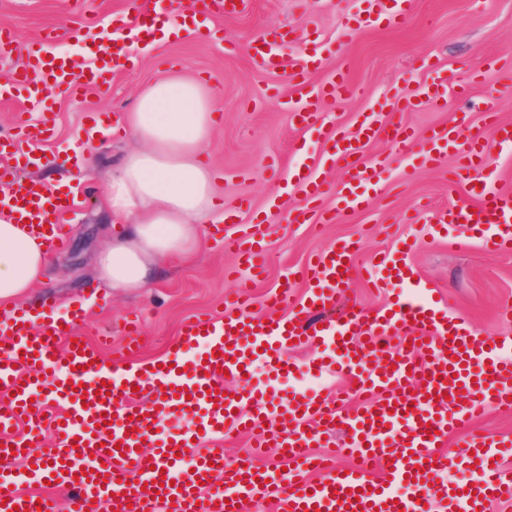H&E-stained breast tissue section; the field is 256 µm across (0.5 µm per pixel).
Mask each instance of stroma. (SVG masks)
Wrapping results in <instances>:
<instances>
[{"label": "stroma", "instance_id": "1", "mask_svg": "<svg viewBox=\"0 0 512 512\" xmlns=\"http://www.w3.org/2000/svg\"><path fill=\"white\" fill-rule=\"evenodd\" d=\"M361 7V0H248L243 13L215 20L217 39L186 34L169 41L162 52L140 50L138 63L113 78L109 97L91 90L77 97L54 95L56 125L42 146L49 160L21 166L20 174L52 185L79 170L84 202L66 215L67 244L54 252L23 305H35L49 293L60 301L59 317H66L71 306H81L86 341L111 332L112 345L103 351L107 357L125 341L124 319L139 317L141 349L135 359L141 363L163 356L178 341L185 318L223 311L224 296L233 289L224 272L235 259L217 242L212 224L201 225L194 256L172 257L149 288L119 294L97 278V257L117 232L106 205L108 178L133 146L114 132L115 120L132 107L144 86L178 68L219 92V119L204 155L224 181L225 210L237 211L246 201L253 212L268 214L266 275L252 288L254 312L274 318L288 314V307H267V296L282 279L298 277L316 253L336 240L360 238L354 260L358 268L371 266L382 250L410 240L415 244L410 263L450 298L454 314L485 335L512 338V322L501 318L504 308H512V252L491 249L478 240L462 247L427 221L409 220L421 206L441 209L465 200L464 191L448 187L455 156L406 177L401 174L405 161L397 159L370 210L338 216L319 231L289 223L285 212L267 208L280 190L282 175L310 165L317 166L329 186H336L343 170L334 160L330 135L354 133L361 114L393 96H412L438 70L448 76L446 109L402 112L399 122L420 134L456 124L462 135L479 136L491 159L490 177L500 188L512 189V149L498 144L483 114L485 101L494 97L499 101L498 119L512 122V0H418L401 25L363 30L347 46L337 47L342 20L358 14ZM132 13L133 0H0V27L9 28L18 44L17 50L0 54V81L22 68L26 48L37 46L49 31L56 36L54 51L86 65L87 45L125 32ZM280 27L294 31L279 48L283 58L294 56L307 40L320 43L323 69L312 75V82L343 67L358 89L356 96L329 105L318 125L306 132L295 127L283 106L298 96L287 69L262 70L240 50ZM75 29L80 38H72ZM482 61L487 67L478 79L473 68ZM272 157L281 160L280 171L268 167Z\"/></svg>", "mask_w": 512, "mask_h": 512}]
</instances>
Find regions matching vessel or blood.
Listing matches in <instances>:
<instances>
[{
  "instance_id": "obj_1",
  "label": "vessel or blood",
  "mask_w": 512,
  "mask_h": 512,
  "mask_svg": "<svg viewBox=\"0 0 512 512\" xmlns=\"http://www.w3.org/2000/svg\"><path fill=\"white\" fill-rule=\"evenodd\" d=\"M182 17L197 20L212 13L231 15L245 0H176ZM414 0H363L359 16L344 20L341 41L367 28L402 24ZM277 40L261 37L245 52L262 68L279 64ZM94 66L74 79L68 58L29 52L26 65L10 83L24 90L25 99L40 109L38 118H20L14 134L0 133V154L17 155L51 136L53 93L109 89L113 75L126 69L131 56L123 37L96 44ZM315 42L304 43L289 62V76L306 95L289 100L288 110L302 130L318 122L322 105L356 95L345 69H336L315 89L307 84L321 66ZM448 78L435 75L407 99L403 110L436 108L447 97ZM386 135L391 154L364 157L365 140ZM458 163L449 187L465 189L464 201L434 215L441 230H462L499 250H512V191L488 181L486 148L479 137L461 139L457 127L433 129L425 139L394 122L386 105L363 115L353 136L337 135L336 158L344 175L336 187V211L324 215L359 213L381 188L383 173L396 155L411 165L439 163L448 151ZM0 182L13 190L7 215L46 235L52 248L65 239L61 222L78 203L74 191H56L24 181L9 165L0 166ZM313 172H295L271 201L273 209H288L293 224H311L315 203L327 192ZM303 204L288 208V198ZM252 278L265 271L266 243L260 225L239 224L220 239ZM412 244L399 243L381 252L375 268L382 281L398 282L410 290L392 306L368 313L342 308L356 273L358 239L339 240L318 252L300 279H288L275 290L276 303L292 302L288 317L263 319L250 312L247 287L226 299L223 315L193 316L181 326L180 340L159 361L132 362L138 347L137 321L125 324V351L105 361L100 347L79 339L84 321L81 308L66 319L53 317V298L45 312L14 308L9 326L0 335V512H65L57 488L72 492L80 512H97L110 502L112 512H249L253 499L272 504L274 512H487L498 500L512 499V471L501 460L512 451V440L488 435L469 436L465 446L479 474L474 481H443L456 462L446 451L450 433L465 430L488 408L512 412V341L496 340L470 328L466 320L441 306L438 291L408 263ZM301 302H294L297 288ZM338 308L330 316V308ZM405 342L393 346L391 336ZM202 354L188 357L190 347ZM316 346L318 356L305 364L288 357L289 350ZM271 373L265 389L241 386L255 360ZM303 373H332L349 377L355 405L343 411L325 391L301 390L269 400L279 379ZM157 392L155 402L143 397ZM44 399L54 414L42 417L31 403ZM275 415L280 431L265 429ZM189 417L191 428L165 437L157 430L161 416ZM27 428L15 436L17 424ZM55 442L41 452L45 427ZM342 432L336 452L353 457L350 466L314 454V445ZM250 434L254 447L281 449L289 468L277 478L264 466L225 462V436ZM24 458L23 468L10 463ZM51 483L50 491H29L32 483Z\"/></svg>"
}]
</instances>
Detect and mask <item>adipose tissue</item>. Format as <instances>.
Wrapping results in <instances>:
<instances>
[{
	"instance_id": "ef3b65f1",
	"label": "adipose tissue",
	"mask_w": 512,
	"mask_h": 512,
	"mask_svg": "<svg viewBox=\"0 0 512 512\" xmlns=\"http://www.w3.org/2000/svg\"><path fill=\"white\" fill-rule=\"evenodd\" d=\"M214 88L179 73L153 81L118 129L134 140L114 169L107 201L124 228L98 259L109 288L138 291L170 256L191 255L199 227L224 221L218 178L204 160L218 114ZM48 244L24 225L0 221V303L13 305L40 278Z\"/></svg>"
}]
</instances>
